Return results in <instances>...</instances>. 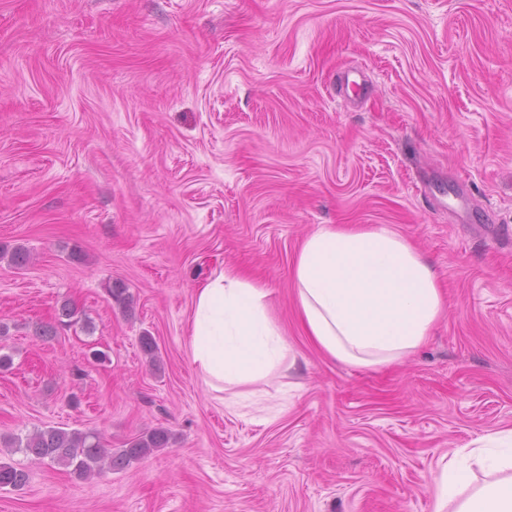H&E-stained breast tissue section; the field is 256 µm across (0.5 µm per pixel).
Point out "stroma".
<instances>
[{
  "instance_id": "35a3bbf8",
  "label": "stroma",
  "mask_w": 512,
  "mask_h": 512,
  "mask_svg": "<svg viewBox=\"0 0 512 512\" xmlns=\"http://www.w3.org/2000/svg\"><path fill=\"white\" fill-rule=\"evenodd\" d=\"M324 224L389 227L437 271L445 314L402 362L334 361L303 329L293 264ZM19 245L0 437L170 440L88 481L2 451L29 482L0 512H434L439 460L512 429V0H0ZM228 270L268 288L297 365L217 400L188 330Z\"/></svg>"
}]
</instances>
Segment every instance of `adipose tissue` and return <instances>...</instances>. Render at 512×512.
Instances as JSON below:
<instances>
[{"label": "adipose tissue", "mask_w": 512, "mask_h": 512, "mask_svg": "<svg viewBox=\"0 0 512 512\" xmlns=\"http://www.w3.org/2000/svg\"><path fill=\"white\" fill-rule=\"evenodd\" d=\"M300 319L326 356L356 367L399 362L419 348L444 303L438 275L401 234L384 226L325 225L294 261ZM268 290L236 271L201 284L189 323V353L213 393L265 380L296 359L270 317ZM434 512H512V429L440 461ZM485 475L472 483L471 468Z\"/></svg>", "instance_id": "ef3b65f1"}]
</instances>
